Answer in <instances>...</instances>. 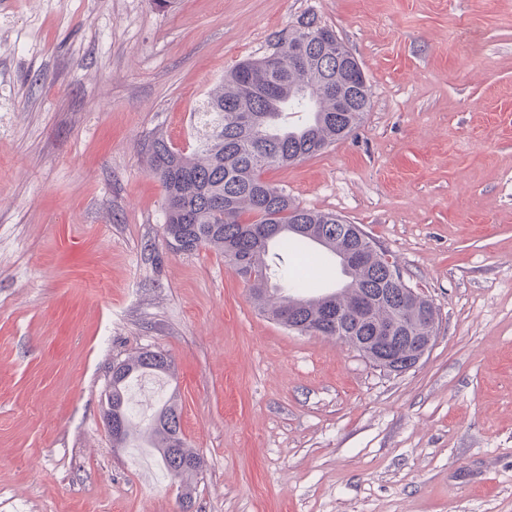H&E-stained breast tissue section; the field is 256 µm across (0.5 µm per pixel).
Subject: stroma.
Wrapping results in <instances>:
<instances>
[{"mask_svg": "<svg viewBox=\"0 0 512 512\" xmlns=\"http://www.w3.org/2000/svg\"><path fill=\"white\" fill-rule=\"evenodd\" d=\"M309 15L371 108L264 177L431 302L402 374L261 316L222 256L164 236L148 143L187 147L224 73ZM144 349L205 461L193 512H512V0H0V512H180L103 419ZM174 371L173 360L162 351H139L134 356H128L112 364L110 390L105 395L102 411L103 418L110 422L108 424L109 431H112L113 423L116 424L115 431L110 433L113 447L139 448V446L133 444L138 438L134 434L137 424L134 423L128 408L127 391L129 385L145 375L163 374L172 376Z\"/></svg>", "mask_w": 512, "mask_h": 512, "instance_id": "35a3bbf8", "label": "stroma"}]
</instances>
